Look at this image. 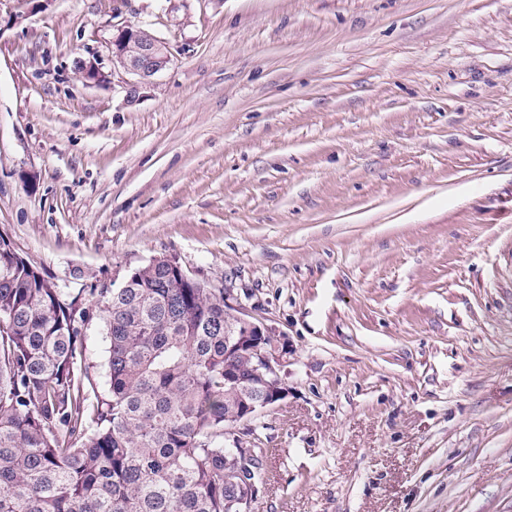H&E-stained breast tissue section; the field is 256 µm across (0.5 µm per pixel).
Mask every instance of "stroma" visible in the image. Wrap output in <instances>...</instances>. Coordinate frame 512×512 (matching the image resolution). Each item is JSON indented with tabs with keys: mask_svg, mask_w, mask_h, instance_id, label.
I'll list each match as a JSON object with an SVG mask.
<instances>
[{
	"mask_svg": "<svg viewBox=\"0 0 512 512\" xmlns=\"http://www.w3.org/2000/svg\"><path fill=\"white\" fill-rule=\"evenodd\" d=\"M118 21L174 55L132 106ZM0 235L268 327L251 512H512V0H0Z\"/></svg>",
	"mask_w": 512,
	"mask_h": 512,
	"instance_id": "obj_1",
	"label": "stroma"
}]
</instances>
